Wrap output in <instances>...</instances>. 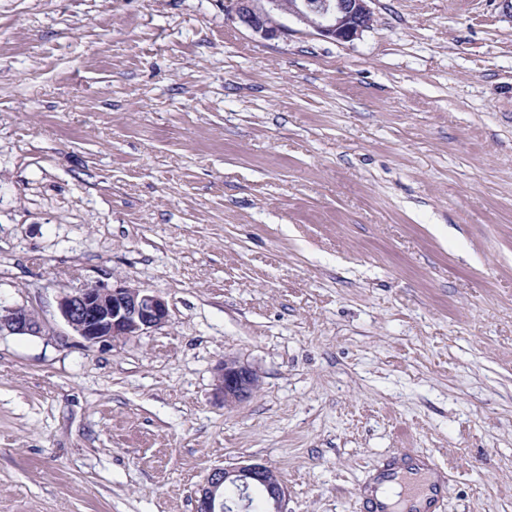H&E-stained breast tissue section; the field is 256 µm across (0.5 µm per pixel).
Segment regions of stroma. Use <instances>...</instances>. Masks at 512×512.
Masks as SVG:
<instances>
[{"instance_id": "stroma-1", "label": "stroma", "mask_w": 512, "mask_h": 512, "mask_svg": "<svg viewBox=\"0 0 512 512\" xmlns=\"http://www.w3.org/2000/svg\"><path fill=\"white\" fill-rule=\"evenodd\" d=\"M360 39H263L229 0H0V512H195L259 462L356 512L436 462L512 512V16L375 0ZM150 288L90 346L65 293ZM256 369L227 407L224 359ZM59 311L88 345L139 336L169 320L167 301L149 288L92 285L65 294ZM41 329L38 317L28 307L22 305L2 308L0 305V335L7 332L14 335L37 336L41 334Z\"/></svg>"}]
</instances>
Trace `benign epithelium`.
<instances>
[{"instance_id":"7a95c632","label":"benign epithelium","mask_w":512,"mask_h":512,"mask_svg":"<svg viewBox=\"0 0 512 512\" xmlns=\"http://www.w3.org/2000/svg\"><path fill=\"white\" fill-rule=\"evenodd\" d=\"M375 0H233L235 19L262 39L288 33L279 18L294 19L302 33L334 42H352L372 28ZM59 311L66 324L88 345L139 336L169 320L167 301L149 288L92 285L64 295ZM37 336L41 324L28 307H0V335ZM259 376L249 366L226 359L217 376V391L224 405H238L259 388ZM257 492L263 512H288L286 491L277 471L262 463L216 468L198 489L196 512H235L250 507Z\"/></svg>"}]
</instances>
